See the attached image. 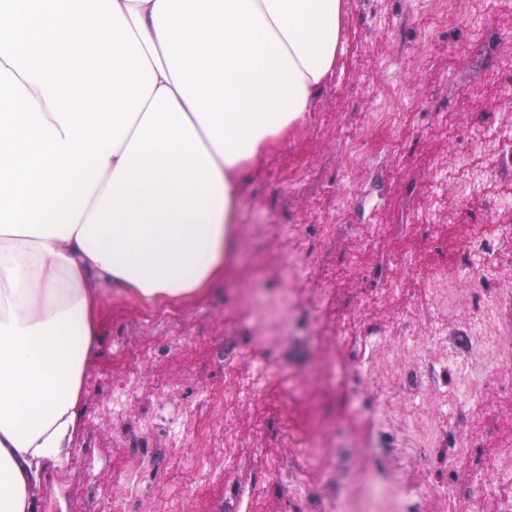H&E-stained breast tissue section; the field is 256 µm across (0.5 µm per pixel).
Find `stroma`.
Segmentation results:
<instances>
[{
	"label": "stroma",
	"mask_w": 512,
	"mask_h": 512,
	"mask_svg": "<svg viewBox=\"0 0 512 512\" xmlns=\"http://www.w3.org/2000/svg\"><path fill=\"white\" fill-rule=\"evenodd\" d=\"M430 0H347L344 49L334 79L308 125L276 145L253 166L240 187L234 226L237 250L210 288L161 303H143L113 291L96 318L97 341L86 363L87 382L70 460L49 470L36 492L37 512H125L113 490L124 479L125 450L155 412L180 427L175 446L155 438L161 463L145 477L140 512H235L245 495L248 512H296L293 481L269 474L267 449H294L283 431L319 425L329 447L323 466L335 512H427L418 488L440 483L471 488L467 512H512V396L498 393V378L454 335L479 317L477 310L431 314L425 298L434 277L469 288L464 251L482 235L495 273L488 293L512 295V211L490 217L485 200L512 192V167L502 146L471 148L479 129H512V89L500 75L512 56V0H457L446 27L423 30L418 18ZM387 113L367 145V165L338 162L341 144L356 141L372 113ZM486 173L482 195L462 194L469 172ZM349 203V223L322 238L337 200ZM285 224L282 235L274 227ZM305 246L312 262L290 287L299 305L282 315L275 338L265 335V300L281 285L270 267L284 250ZM420 257L417 267L403 258ZM349 319L350 344L335 353L330 335ZM432 383L412 393L380 388L373 373L402 367L411 352L400 336L429 339L434 325ZM323 334L311 338V326ZM189 344L169 345L174 330ZM241 353L248 370L272 373L252 400L230 407L229 429L195 431L206 418L208 390L224 383L226 352ZM335 355L331 376L320 379L321 359ZM358 369H351L350 358ZM129 392L114 412L105 379ZM421 409L433 418L439 450L423 447L393 409ZM471 419L469 444L453 432ZM232 432L235 462L224 464V434ZM208 477L186 473L185 459Z\"/></svg>",
	"instance_id": "1"
}]
</instances>
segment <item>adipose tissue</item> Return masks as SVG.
I'll return each mask as SVG.
<instances>
[{
    "label": "adipose tissue",
    "instance_id": "adipose-tissue-1",
    "mask_svg": "<svg viewBox=\"0 0 512 512\" xmlns=\"http://www.w3.org/2000/svg\"><path fill=\"white\" fill-rule=\"evenodd\" d=\"M0 0V512L68 462L115 288H208L243 173L334 77L346 0Z\"/></svg>",
    "mask_w": 512,
    "mask_h": 512
}]
</instances>
